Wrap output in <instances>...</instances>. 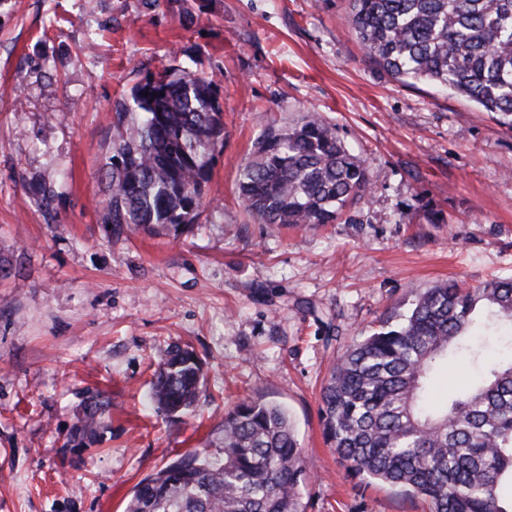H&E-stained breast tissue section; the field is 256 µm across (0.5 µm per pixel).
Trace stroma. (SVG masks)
I'll return each instance as SVG.
<instances>
[{
  "label": "stroma",
  "instance_id": "obj_1",
  "mask_svg": "<svg viewBox=\"0 0 512 512\" xmlns=\"http://www.w3.org/2000/svg\"><path fill=\"white\" fill-rule=\"evenodd\" d=\"M0 0V512H125L134 487L214 451L245 397L284 405L311 477L306 512H429L351 476L320 393L337 356L408 307L409 291L512 276V131L466 98L371 62L347 0ZM192 65L224 90V145L179 238L107 237L101 172L114 103ZM321 115L361 157L363 203L336 223L254 221L238 172L268 126ZM53 185L41 203L26 184ZM204 364L195 413L148 403L172 347ZM107 429L67 446L88 393Z\"/></svg>",
  "mask_w": 512,
  "mask_h": 512
}]
</instances>
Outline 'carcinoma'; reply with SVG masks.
Here are the masks:
<instances>
[{"label": "carcinoma", "mask_w": 512, "mask_h": 512, "mask_svg": "<svg viewBox=\"0 0 512 512\" xmlns=\"http://www.w3.org/2000/svg\"><path fill=\"white\" fill-rule=\"evenodd\" d=\"M367 56L404 82L460 95L512 131V0H348ZM224 95L188 67L147 75L112 113V238L181 236L200 216ZM367 168L317 115L270 126L240 168L238 194L261 224H333L365 198ZM512 347V278L469 288L448 281L413 292L410 306L349 346L323 388L324 433L355 475L423 496L430 512H512V353L489 356L481 337ZM458 357L473 383L434 399L435 372ZM202 363L175 348L155 372L151 400L178 418L201 393ZM111 403L88 397L67 444L96 439ZM307 463L287 410L244 398L225 414L219 450L187 452L135 488L127 512H305Z\"/></svg>", "instance_id": "carcinoma-1"}]
</instances>
